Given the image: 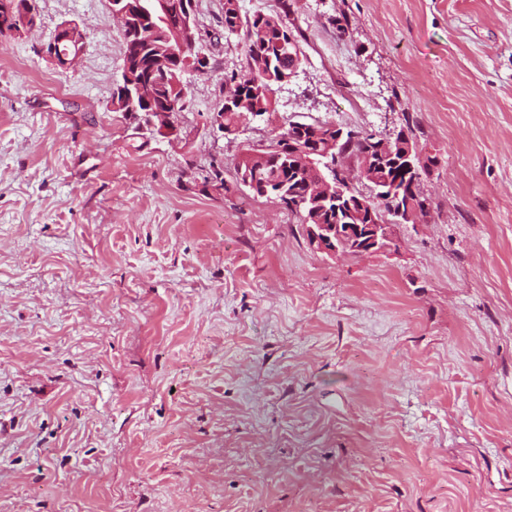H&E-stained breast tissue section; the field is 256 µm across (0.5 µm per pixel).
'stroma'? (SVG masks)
I'll return each mask as SVG.
<instances>
[{"label":"stroma","mask_w":512,"mask_h":512,"mask_svg":"<svg viewBox=\"0 0 512 512\" xmlns=\"http://www.w3.org/2000/svg\"><path fill=\"white\" fill-rule=\"evenodd\" d=\"M290 3L279 118L433 159L383 249L318 253L233 188L270 129L211 126L245 66L224 0H196L211 67L175 143L107 107V0L0 36V512H512V0ZM64 42H68L72 47L71 52H67L66 55L62 53V51H67L66 46H62L61 51V45ZM83 43L84 34L80 28L73 22H66L58 27L53 39L44 44L40 51L57 65L68 67L76 62ZM395 146L405 168L419 172L423 163L421 160V151L417 143L409 137H401L400 140L395 142Z\"/></svg>","instance_id":"35a3bbf8"}]
</instances>
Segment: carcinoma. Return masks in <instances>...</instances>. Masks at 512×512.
Returning <instances> with one entry per match:
<instances>
[{
	"mask_svg": "<svg viewBox=\"0 0 512 512\" xmlns=\"http://www.w3.org/2000/svg\"><path fill=\"white\" fill-rule=\"evenodd\" d=\"M190 0H166L162 11H157L153 0H131V17L123 25L125 71L122 82L112 88V111L120 112L133 121L134 134L144 136L146 127L141 123V113L181 112L185 109L182 91H173L172 77H181L184 63L170 61L167 77H162L161 67L153 59V53L167 40L172 30L182 27L187 16L186 3ZM280 11L267 15L256 14L243 19L240 0H224L221 23L224 38L241 34L246 36L245 72H230L224 82L232 92L224 96L221 112L224 113V129L236 127L244 120L275 114L272 99L273 87L283 85V76L295 59L301 58L299 41L286 19L291 13L288 0H279ZM330 122H300L287 120L271 130L270 144L288 135L303 144L312 141L316 132H328ZM381 139L372 134L348 131L337 150L348 158H358L366 152L379 150ZM235 187H243L247 181H275L287 184V191L272 198L293 215H301L307 205L308 184L291 171L287 158H270L265 163L249 158L234 161Z\"/></svg>",
	"mask_w": 512,
	"mask_h": 512,
	"instance_id": "1",
	"label": "carcinoma"
}]
</instances>
